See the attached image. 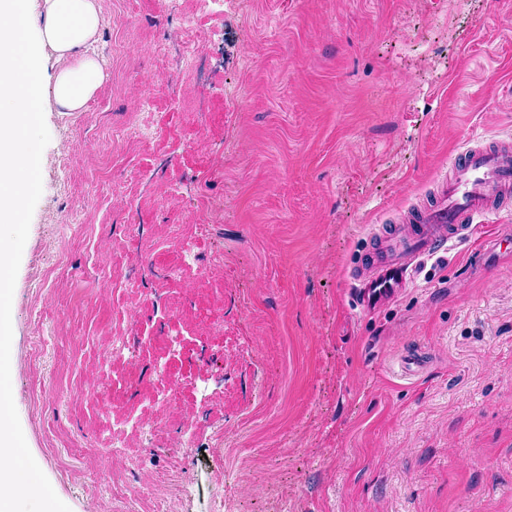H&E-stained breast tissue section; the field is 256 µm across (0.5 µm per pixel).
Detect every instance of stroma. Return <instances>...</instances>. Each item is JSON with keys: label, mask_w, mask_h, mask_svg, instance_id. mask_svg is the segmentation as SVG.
<instances>
[{"label": "stroma", "mask_w": 512, "mask_h": 512, "mask_svg": "<svg viewBox=\"0 0 512 512\" xmlns=\"http://www.w3.org/2000/svg\"><path fill=\"white\" fill-rule=\"evenodd\" d=\"M99 6L108 78L41 113L11 258L18 512H512V198L380 308L352 277L454 151L512 145V0Z\"/></svg>", "instance_id": "stroma-1"}]
</instances>
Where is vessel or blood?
I'll use <instances>...</instances> for the list:
<instances>
[{
	"label": "vessel or blood",
	"instance_id": "vessel-or-blood-1",
	"mask_svg": "<svg viewBox=\"0 0 512 512\" xmlns=\"http://www.w3.org/2000/svg\"><path fill=\"white\" fill-rule=\"evenodd\" d=\"M512 197V149L471 146L458 151L432 192L410 207L401 224H383L370 235L364 277L365 305H384L411 281L418 265L444 252L449 243L471 239L476 220L496 201Z\"/></svg>",
	"mask_w": 512,
	"mask_h": 512
}]
</instances>
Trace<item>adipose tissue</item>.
<instances>
[{
    "mask_svg": "<svg viewBox=\"0 0 512 512\" xmlns=\"http://www.w3.org/2000/svg\"><path fill=\"white\" fill-rule=\"evenodd\" d=\"M31 0H0V288L8 287L12 245L21 233L20 204L33 194L38 173L33 131L47 101L62 111H82L107 74L88 48L100 29L97 0H43V22L31 30ZM48 46L61 67L52 97L43 92L37 45ZM10 414L0 398V512H13L20 455L9 431Z\"/></svg>",
    "mask_w": 512,
    "mask_h": 512,
    "instance_id": "adipose-tissue-1",
    "label": "adipose tissue"
}]
</instances>
